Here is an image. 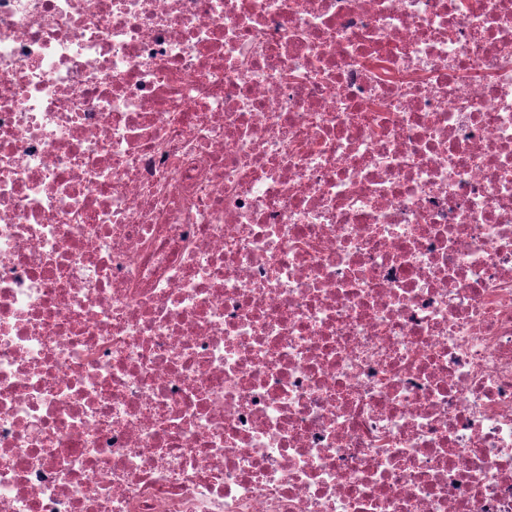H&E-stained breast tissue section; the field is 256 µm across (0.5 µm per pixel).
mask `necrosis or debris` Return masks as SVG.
<instances>
[{"label": "necrosis or debris", "instance_id": "4bbe7bcc", "mask_svg": "<svg viewBox=\"0 0 512 512\" xmlns=\"http://www.w3.org/2000/svg\"><path fill=\"white\" fill-rule=\"evenodd\" d=\"M0 512H512V0H0Z\"/></svg>", "mask_w": 512, "mask_h": 512}]
</instances>
